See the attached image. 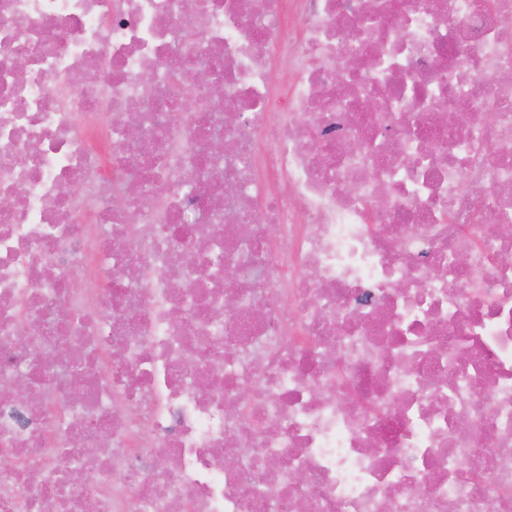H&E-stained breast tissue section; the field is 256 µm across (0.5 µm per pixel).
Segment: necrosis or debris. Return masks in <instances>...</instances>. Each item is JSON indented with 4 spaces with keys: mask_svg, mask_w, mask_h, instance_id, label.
<instances>
[{
    "mask_svg": "<svg viewBox=\"0 0 512 512\" xmlns=\"http://www.w3.org/2000/svg\"><path fill=\"white\" fill-rule=\"evenodd\" d=\"M489 224L512 0H0V512H512Z\"/></svg>",
    "mask_w": 512,
    "mask_h": 512,
    "instance_id": "1",
    "label": "necrosis or debris"
}]
</instances>
